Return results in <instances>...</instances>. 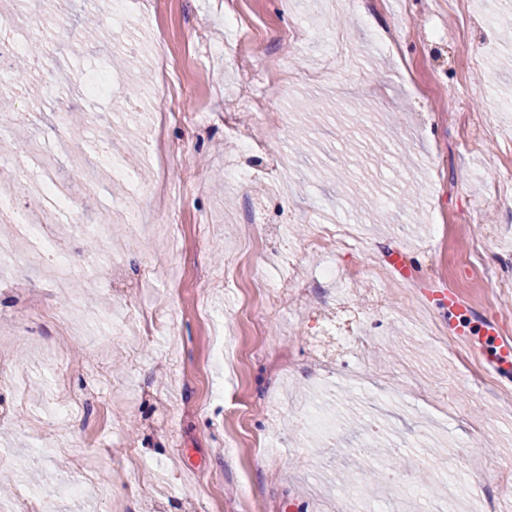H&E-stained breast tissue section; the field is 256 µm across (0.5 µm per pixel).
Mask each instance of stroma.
<instances>
[{
    "instance_id": "stroma-1",
    "label": "stroma",
    "mask_w": 512,
    "mask_h": 512,
    "mask_svg": "<svg viewBox=\"0 0 512 512\" xmlns=\"http://www.w3.org/2000/svg\"><path fill=\"white\" fill-rule=\"evenodd\" d=\"M374 2L48 0L69 34L42 35L41 69L11 75L0 198L19 153L41 151L104 232L88 251L32 186L30 225L0 214L19 246L0 257L12 496L54 512H512V384L433 297L454 291L512 340V23L491 21L512 0H469L465 16ZM120 57L124 80L88 95ZM270 57L295 75L269 101L288 132L247 150ZM117 125L145 171L100 181L96 162L124 161ZM319 224L357 225L358 246L302 253ZM35 295L75 308L71 324L38 315ZM373 437L402 465L366 490L383 467Z\"/></svg>"
}]
</instances>
